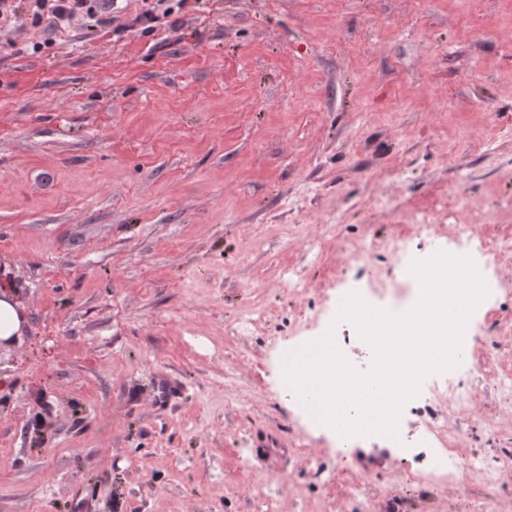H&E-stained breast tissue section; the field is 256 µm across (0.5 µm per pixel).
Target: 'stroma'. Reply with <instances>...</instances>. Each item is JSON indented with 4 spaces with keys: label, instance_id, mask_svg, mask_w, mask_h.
Listing matches in <instances>:
<instances>
[{
    "label": "stroma",
    "instance_id": "obj_1",
    "mask_svg": "<svg viewBox=\"0 0 512 512\" xmlns=\"http://www.w3.org/2000/svg\"><path fill=\"white\" fill-rule=\"evenodd\" d=\"M175 20L0 32V273L27 306L0 349V512H266L244 451L290 474L279 512L315 503L278 349L320 332L337 283L401 284L384 258L355 270L363 243L512 236V0H188ZM372 194L391 208L364 213ZM418 213L427 230L401 223Z\"/></svg>",
    "mask_w": 512,
    "mask_h": 512
}]
</instances>
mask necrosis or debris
Here are the masks:
<instances>
[{"mask_svg":"<svg viewBox=\"0 0 512 512\" xmlns=\"http://www.w3.org/2000/svg\"><path fill=\"white\" fill-rule=\"evenodd\" d=\"M446 252L472 258L483 278H490V263L512 250V240L483 243L467 232H459L445 247ZM512 298V284L502 281L490 289L485 304L479 305L464 334L460 365L425 378L419 395L403 407L397 436L386 437L393 450L394 469L387 477L370 470L355 471L339 464L347 438L321 451L295 444L291 453L300 457L309 482L325 490L345 491L352 512H414L428 508L433 500L471 497L474 512H485L495 500L499 512H512V438L503 436L495 415L479 418L482 432L499 437L492 451L478 450L477 437L448 433L447 407L469 414L475 409L476 386L487 383L495 396L512 397V370L498 360L512 347V324L496 322L491 304ZM490 334L491 343L482 357L472 355L478 336Z\"/></svg>","mask_w":512,"mask_h":512,"instance_id":"necrosis-or-debris-1","label":"necrosis or debris"}]
</instances>
